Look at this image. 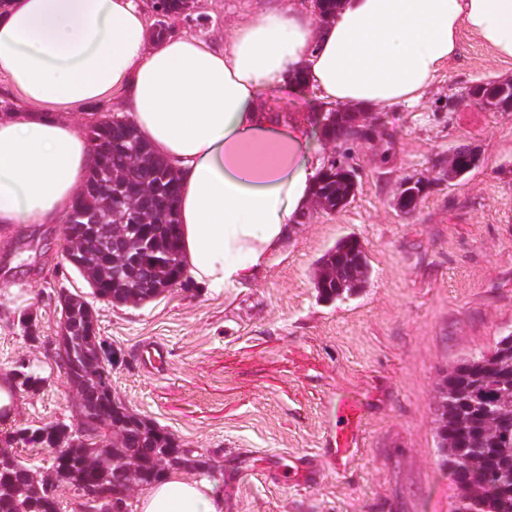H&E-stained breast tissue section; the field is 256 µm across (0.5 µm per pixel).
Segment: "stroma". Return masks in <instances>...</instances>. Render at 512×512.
Masks as SVG:
<instances>
[{"mask_svg":"<svg viewBox=\"0 0 512 512\" xmlns=\"http://www.w3.org/2000/svg\"><path fill=\"white\" fill-rule=\"evenodd\" d=\"M281 2L194 0L170 31L220 46L242 16ZM459 44L421 104L385 110L381 136L354 145L351 203L330 215L310 206L259 277L222 294L185 282L143 305L95 304L113 395L209 458L230 512H452L456 490L436 460L437 386L460 357L512 331V112L464 97L477 81L512 79V58L466 33ZM459 147L475 149L478 166L445 180ZM411 178L430 185L406 215L396 201ZM348 234L371 277L348 299L322 301L317 262ZM63 238L60 223L0 236V378L24 364L43 379L16 392L0 438L80 423L57 356L59 295L89 287ZM157 343L166 358L155 368L146 357ZM342 399L362 419L339 452Z\"/></svg>","mask_w":512,"mask_h":512,"instance_id":"35a3bbf8","label":"stroma"}]
</instances>
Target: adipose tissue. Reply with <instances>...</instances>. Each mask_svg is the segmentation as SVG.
Instances as JSON below:
<instances>
[{"mask_svg":"<svg viewBox=\"0 0 512 512\" xmlns=\"http://www.w3.org/2000/svg\"><path fill=\"white\" fill-rule=\"evenodd\" d=\"M469 33L512 57V0H342L334 23L294 9L238 24L218 50L190 36L147 41L134 0H10L0 10V75L28 102L0 118V229L70 211L93 163L76 125L42 114L124 87L135 125L179 175L183 263L219 294L253 280L295 231L327 160L303 120L263 92L297 79L325 106L420 104ZM208 481L169 469L138 512H226Z\"/></svg>","mask_w":512,"mask_h":512,"instance_id":"obj_1","label":"adipose tissue"}]
</instances>
